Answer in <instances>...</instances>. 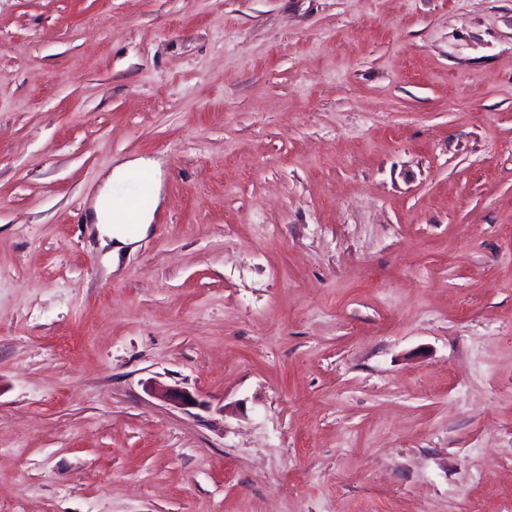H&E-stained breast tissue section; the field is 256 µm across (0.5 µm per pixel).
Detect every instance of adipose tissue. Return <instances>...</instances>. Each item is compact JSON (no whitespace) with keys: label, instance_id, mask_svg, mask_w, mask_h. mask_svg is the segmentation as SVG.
<instances>
[{"label":"adipose tissue","instance_id":"ef3b65f1","mask_svg":"<svg viewBox=\"0 0 512 512\" xmlns=\"http://www.w3.org/2000/svg\"><path fill=\"white\" fill-rule=\"evenodd\" d=\"M134 172L146 174L152 194H159L161 172L158 163L150 159L135 158L119 163L111 170L93 203L92 218L95 228L100 238L110 242V256L116 262L125 253L135 250L138 242L147 235L152 226V212H132L113 192L115 185L126 181Z\"/></svg>","mask_w":512,"mask_h":512}]
</instances>
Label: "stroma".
Instances as JSON below:
<instances>
[{"instance_id": "35a3bbf8", "label": "stroma", "mask_w": 512, "mask_h": 512, "mask_svg": "<svg viewBox=\"0 0 512 512\" xmlns=\"http://www.w3.org/2000/svg\"><path fill=\"white\" fill-rule=\"evenodd\" d=\"M472 503L512 512V0H0V512ZM134 172L148 176V188L157 205L161 190L160 167L157 162L145 158L130 159L116 165L92 205V218L102 244L107 245L106 238L112 247L109 254L112 267L117 266L122 255L136 249L137 243L147 235L152 226L153 210L134 213L114 194V186L126 181ZM131 223L132 229L129 227Z\"/></svg>"}]
</instances>
